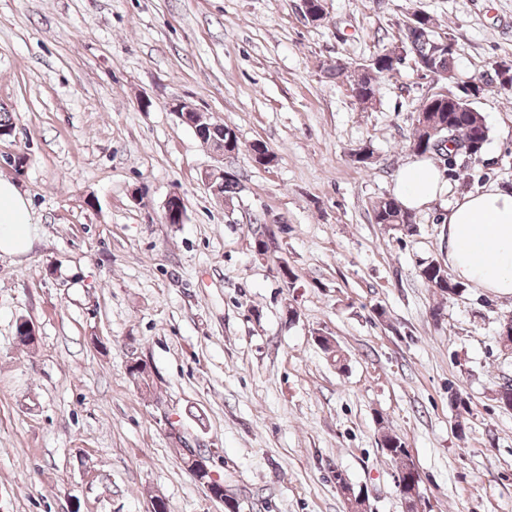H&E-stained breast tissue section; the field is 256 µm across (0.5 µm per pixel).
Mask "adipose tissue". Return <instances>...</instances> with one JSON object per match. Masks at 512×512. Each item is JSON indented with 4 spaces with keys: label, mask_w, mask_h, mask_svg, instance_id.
Here are the masks:
<instances>
[{
    "label": "adipose tissue",
    "mask_w": 512,
    "mask_h": 512,
    "mask_svg": "<svg viewBox=\"0 0 512 512\" xmlns=\"http://www.w3.org/2000/svg\"><path fill=\"white\" fill-rule=\"evenodd\" d=\"M394 191L404 208L418 210L442 197L446 182L429 159L418 156L399 168ZM30 211L18 187L0 178V256L28 253L35 233ZM440 221L456 280L493 296H512V188L491 183L459 195Z\"/></svg>",
    "instance_id": "1"
}]
</instances>
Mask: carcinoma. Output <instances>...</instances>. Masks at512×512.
<instances>
[{
	"mask_svg": "<svg viewBox=\"0 0 512 512\" xmlns=\"http://www.w3.org/2000/svg\"><path fill=\"white\" fill-rule=\"evenodd\" d=\"M434 42H442V37L436 35L435 22L432 16L421 13L419 27L408 29L401 49L407 56H412L417 69L444 77V74L454 70V52L446 48H435ZM390 56L383 52L377 64L372 66V72L362 71L353 79L352 89L358 90L356 99L359 102L369 98H376L382 78L390 75L392 71L389 64ZM425 106L424 119H416V126L410 140V149L418 155H436L448 161V173L455 172V157L453 150L444 142L437 141L434 131L443 126H452L457 139L470 141L474 131L478 130L482 138L478 141L471 154V158H481L485 146L489 141V128L480 112L470 106L468 98L458 96L448 100L440 95L433 94L423 101ZM196 136L209 146L221 141H232V150L239 148V138L233 128L224 124L207 122L206 126L196 132ZM374 220L377 224H412V213L401 207L397 199L388 197L381 200L374 208ZM421 276L432 287L443 295L453 292H462L463 285L448 279L441 264L428 263L421 272ZM381 449L390 456L401 472H406L413 466L405 441L397 434L389 432L381 436Z\"/></svg>",
	"mask_w": 512,
	"mask_h": 512,
	"instance_id": "carcinoma-1",
	"label": "carcinoma"
}]
</instances>
